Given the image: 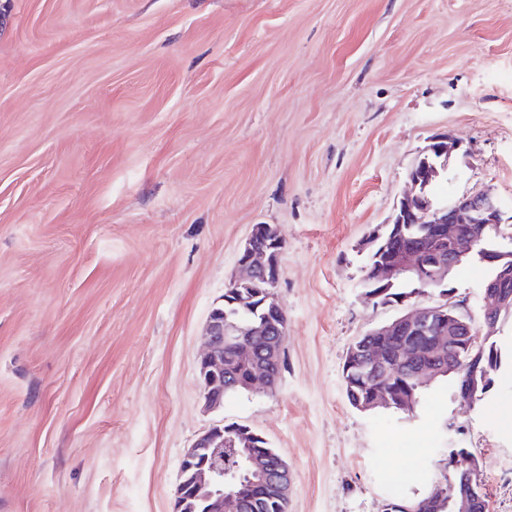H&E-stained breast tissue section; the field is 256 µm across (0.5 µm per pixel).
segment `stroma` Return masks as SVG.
<instances>
[{
	"mask_svg": "<svg viewBox=\"0 0 512 512\" xmlns=\"http://www.w3.org/2000/svg\"><path fill=\"white\" fill-rule=\"evenodd\" d=\"M431 198L512 213V0H0V512H173L180 463L239 423L293 473L288 512H382L477 455L512 512V318L465 406L346 397L349 346L402 312L363 295L431 137ZM257 224L284 241L274 389L205 411L197 358ZM487 271L454 276L480 323ZM409 478H393L406 463Z\"/></svg>",
	"mask_w": 512,
	"mask_h": 512,
	"instance_id": "stroma-1",
	"label": "stroma"
}]
</instances>
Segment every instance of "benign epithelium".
Listing matches in <instances>:
<instances>
[{
    "label": "benign epithelium",
    "instance_id": "7a95c632",
    "mask_svg": "<svg viewBox=\"0 0 512 512\" xmlns=\"http://www.w3.org/2000/svg\"><path fill=\"white\" fill-rule=\"evenodd\" d=\"M461 149V143L444 133L431 139L409 171L412 192L401 201L394 224L368 236L364 246L370 248L383 242L381 252L370 263L365 279L382 288H391L402 278L419 281L422 287L441 286L467 261L478 258L492 269L491 278L483 286L482 329L474 328L471 319L457 310L452 296L446 302L426 307H413L390 324L368 332L373 343L363 349L359 362L371 369L378 390L372 404L389 407L392 395L387 391L390 364L387 353L397 346H406L407 338L422 336L434 348L435 356L423 362L417 376L429 379L437 364L448 357V366L464 352L483 353L480 336L496 332L497 319L512 309V252L501 249H476L490 225H505L512 216L504 212L496 197L479 190L465 195L453 204L436 206L427 195V188L448 165V160ZM283 241L278 230L269 224L254 225L244 243L239 259V274L231 282L236 291L235 308L224 311L214 307L207 319L204 349L197 362L204 406L216 410L224 405V377L234 363L250 366L251 376L245 387L251 391L268 389L278 380L279 372L271 360H259L250 341L229 335V315L246 311L256 315L244 332L248 336H270V350L276 351L279 338L286 336L287 316L276 301L273 289L281 273ZM234 345L233 361L224 358V345ZM489 386L488 373L475 374L462 388L467 401ZM224 428L213 427L200 435L183 455L176 486L174 512H248L241 493L235 490L236 475L224 470ZM255 476L254 483H269L283 496H288L292 473L283 458L270 461L251 454L247 458ZM462 472L460 487L437 489L442 495L454 492V512H487V497L480 479L476 457L464 463H453Z\"/></svg>",
    "mask_w": 512,
    "mask_h": 512
}]
</instances>
